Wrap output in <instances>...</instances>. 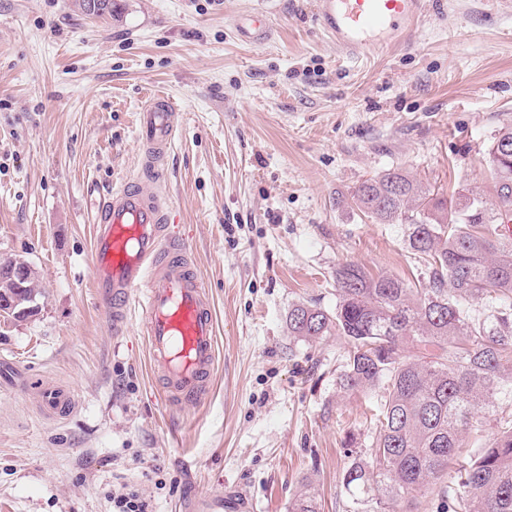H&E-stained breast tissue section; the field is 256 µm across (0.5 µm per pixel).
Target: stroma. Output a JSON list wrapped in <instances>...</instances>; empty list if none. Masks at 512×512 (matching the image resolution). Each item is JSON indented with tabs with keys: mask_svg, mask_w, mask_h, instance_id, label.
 Instances as JSON below:
<instances>
[{
	"mask_svg": "<svg viewBox=\"0 0 512 512\" xmlns=\"http://www.w3.org/2000/svg\"><path fill=\"white\" fill-rule=\"evenodd\" d=\"M0 0V260L35 272L38 310L0 316V361L68 387L73 413L0 387V512H110L137 484L155 512L236 486L288 512L303 478L320 512L353 507L342 476L375 434L383 391L339 387L342 338L290 336L293 305L336 306L346 263L427 284L404 224L351 206L398 168L449 197H491L488 149L512 124V0H425L410 38L351 58L314 0ZM263 11L269 38L239 41ZM182 126L164 188L214 303L217 363L199 404L166 408L139 322L123 335L90 286L96 200L139 171L154 92Z\"/></svg>",
	"mask_w": 512,
	"mask_h": 512,
	"instance_id": "obj_1",
	"label": "stroma"
}]
</instances>
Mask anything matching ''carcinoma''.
Listing matches in <instances>:
<instances>
[{"instance_id":"cac0c4a2","label":"carcinoma","mask_w":512,"mask_h":512,"mask_svg":"<svg viewBox=\"0 0 512 512\" xmlns=\"http://www.w3.org/2000/svg\"><path fill=\"white\" fill-rule=\"evenodd\" d=\"M512 125L489 149L494 202L479 194L437 198L399 169L361 183L353 205L378 224H406L409 246L429 265V282L373 277L349 264L336 271V306L305 305L288 314L291 335L315 341L331 332L350 349L340 388L379 387L378 435L356 456L342 482L356 503L389 512L401 502L417 512L418 496L441 485L447 512H512V418L496 417L512 403V238L496 233L512 221ZM22 282L0 276V299L23 320L36 304L34 270L24 260ZM487 303L472 319L463 301ZM495 427L475 448L470 439ZM290 512H319L316 483L306 478Z\"/></svg>"}]
</instances>
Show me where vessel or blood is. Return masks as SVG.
Listing matches in <instances>:
<instances>
[{"label": "vessel or blood", "mask_w": 512, "mask_h": 512, "mask_svg": "<svg viewBox=\"0 0 512 512\" xmlns=\"http://www.w3.org/2000/svg\"><path fill=\"white\" fill-rule=\"evenodd\" d=\"M424 0H316V16L337 47L357 58L382 51L406 36L423 13ZM246 42L269 34L265 15L239 26ZM179 113L158 93L138 114L142 173L109 190L92 214L93 286L109 306L112 331L123 334L139 318L150 369L170 403L194 404L210 391L217 357L212 298L195 269L188 245L170 231L171 201L148 190L161 182L177 137ZM20 385L35 390L42 406L64 417L74 409L70 391L30 378ZM202 512H253L242 492L204 498Z\"/></svg>", "instance_id": "vessel-or-blood-1"}]
</instances>
